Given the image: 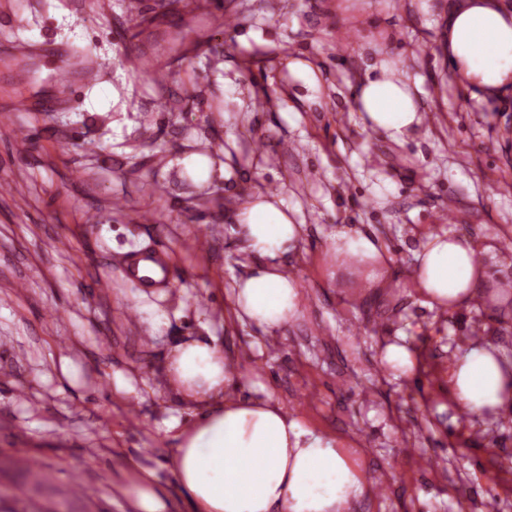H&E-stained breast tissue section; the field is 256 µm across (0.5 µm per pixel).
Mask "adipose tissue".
Wrapping results in <instances>:
<instances>
[{
  "instance_id": "obj_1",
  "label": "adipose tissue",
  "mask_w": 512,
  "mask_h": 512,
  "mask_svg": "<svg viewBox=\"0 0 512 512\" xmlns=\"http://www.w3.org/2000/svg\"><path fill=\"white\" fill-rule=\"evenodd\" d=\"M448 60L461 83L482 100L512 91V6L505 0H450L445 29ZM418 85L373 59L355 96L364 128L395 142L422 125ZM230 233L251 262L234 285L230 313L268 333L291 324L302 309L287 259L303 236L283 199L252 200ZM328 245L353 271L375 279L389 269L388 247L360 226L337 229ZM480 241L468 234L428 236L408 274L426 306L451 312L480 304L500 312L502 274L479 259ZM170 384L202 410L179 433L174 474L189 512H352L369 487L349 448L288 416L276 403L229 397L239 377L215 339L177 345L168 363ZM453 406L480 419L512 409V359L494 344L466 341L448 370Z\"/></svg>"
}]
</instances>
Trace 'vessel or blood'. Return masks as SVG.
I'll return each mask as SVG.
<instances>
[{
	"label": "vessel or blood",
	"mask_w": 512,
	"mask_h": 512,
	"mask_svg": "<svg viewBox=\"0 0 512 512\" xmlns=\"http://www.w3.org/2000/svg\"><path fill=\"white\" fill-rule=\"evenodd\" d=\"M36 52L59 61L52 79L53 95L38 102L29 96L13 98L8 106L9 111H55L59 106L72 102L79 85L95 83L100 76L98 57L89 52L73 55L70 45L46 41L36 46L23 40L14 41L11 45V54L17 59L27 58ZM126 273L130 279L144 287L161 284L169 275L166 262L155 256L149 257L147 265L144 266L135 261L131 262Z\"/></svg>",
	"instance_id": "b4317fda"
}]
</instances>
